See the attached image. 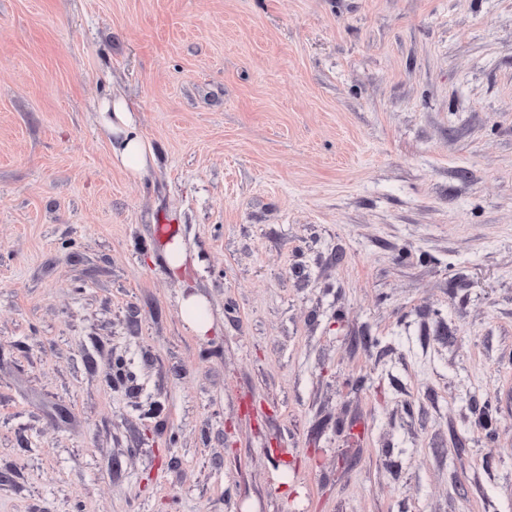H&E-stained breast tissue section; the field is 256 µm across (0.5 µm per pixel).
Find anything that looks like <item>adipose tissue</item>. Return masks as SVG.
Returning <instances> with one entry per match:
<instances>
[{"mask_svg": "<svg viewBox=\"0 0 512 512\" xmlns=\"http://www.w3.org/2000/svg\"><path fill=\"white\" fill-rule=\"evenodd\" d=\"M100 122L111 136L112 161L137 175L153 166L155 152L137 132L135 109L123 99H104L100 104Z\"/></svg>", "mask_w": 512, "mask_h": 512, "instance_id": "adipose-tissue-1", "label": "adipose tissue"}]
</instances>
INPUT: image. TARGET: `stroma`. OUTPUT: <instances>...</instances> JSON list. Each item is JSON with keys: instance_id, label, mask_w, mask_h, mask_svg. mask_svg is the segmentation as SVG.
Masks as SVG:
<instances>
[{"instance_id": "35a3bbf8", "label": "stroma", "mask_w": 512, "mask_h": 512, "mask_svg": "<svg viewBox=\"0 0 512 512\" xmlns=\"http://www.w3.org/2000/svg\"><path fill=\"white\" fill-rule=\"evenodd\" d=\"M0 512H512V0H0ZM134 106L124 99L106 98L100 104V122L112 136V162L132 175L153 166L155 152L137 132ZM159 242L169 271L174 277H180L187 271V257L181 246L178 224H160L157 228ZM183 318L198 336H208L214 331V323L207 312V306L198 296H190L186 300L183 305Z\"/></svg>"}]
</instances>
